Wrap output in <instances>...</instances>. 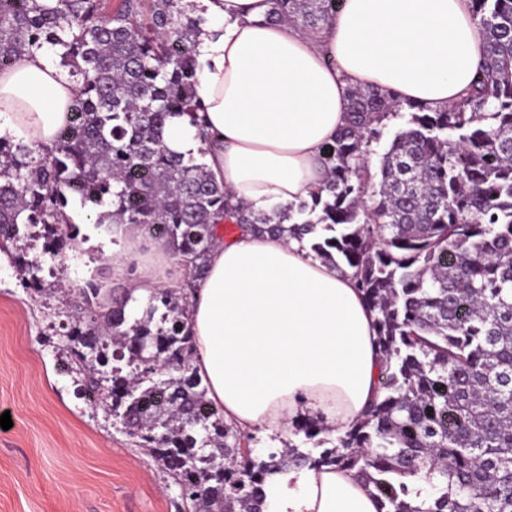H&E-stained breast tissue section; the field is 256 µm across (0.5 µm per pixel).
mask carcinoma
<instances>
[{"instance_id": "1", "label": "carcinoma", "mask_w": 512, "mask_h": 512, "mask_svg": "<svg viewBox=\"0 0 512 512\" xmlns=\"http://www.w3.org/2000/svg\"><path fill=\"white\" fill-rule=\"evenodd\" d=\"M343 0H270L267 19L316 32ZM485 44L479 79L432 109L392 89L356 86L347 121L323 152L327 179L309 202L267 212L231 203L196 158L164 144L168 119L203 110L195 54L207 18L190 0H0V72L48 45L78 85L55 146L0 141V250L62 248L76 198L120 236L162 241L193 279L218 227L302 239L352 270L376 316L378 395L362 418L319 438L303 418L293 445L260 457L253 435L224 421L192 368L187 293L161 288L131 318L130 291L78 289L68 331L85 395L111 400L181 488L187 512H261L275 466H334L372 485L380 512H512V0H469ZM408 110L372 173L370 146ZM289 227H284V224ZM25 261L24 284L42 285Z\"/></svg>"}]
</instances>
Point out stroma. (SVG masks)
<instances>
[{
	"label": "stroma",
	"instance_id": "1",
	"mask_svg": "<svg viewBox=\"0 0 512 512\" xmlns=\"http://www.w3.org/2000/svg\"><path fill=\"white\" fill-rule=\"evenodd\" d=\"M80 228L62 276L71 290L25 288L14 252L0 257V512H179L181 492L120 428L103 402L85 398L83 377L64 356L78 289L101 262L123 261L122 246L71 202Z\"/></svg>",
	"mask_w": 512,
	"mask_h": 512
}]
</instances>
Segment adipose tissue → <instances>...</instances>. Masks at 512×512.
Here are the masks:
<instances>
[{
    "instance_id": "adipose-tissue-1",
    "label": "adipose tissue",
    "mask_w": 512,
    "mask_h": 512,
    "mask_svg": "<svg viewBox=\"0 0 512 512\" xmlns=\"http://www.w3.org/2000/svg\"><path fill=\"white\" fill-rule=\"evenodd\" d=\"M195 121H168V149L201 157L233 202L259 211L311 199L320 158L347 119L356 85L433 107L477 79L484 44L468 0H344L316 32L269 25L268 0H202ZM78 93L38 50L0 73V137L52 147ZM172 258L142 256L132 295L146 305ZM192 366L210 403L243 431L274 433L300 415L341 429L377 391L375 314L351 270L296 239L240 231L219 238L188 298ZM262 512H377L372 486L333 467L270 471Z\"/></svg>"
}]
</instances>
